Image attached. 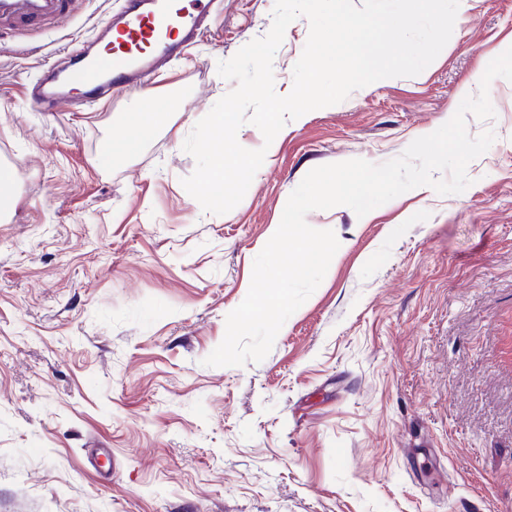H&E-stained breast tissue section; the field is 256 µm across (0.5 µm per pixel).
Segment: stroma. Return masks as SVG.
I'll use <instances>...</instances> for the list:
<instances>
[{
    "label": "stroma",
    "mask_w": 512,
    "mask_h": 512,
    "mask_svg": "<svg viewBox=\"0 0 512 512\" xmlns=\"http://www.w3.org/2000/svg\"><path fill=\"white\" fill-rule=\"evenodd\" d=\"M275 0H222L159 96L166 124L101 157L137 99L34 111L26 83L123 0L0 41V512H512V82L465 191H408L357 217L306 216L339 249L259 363L209 367L253 261L313 168L400 156L456 112L459 87L512 46V0H470L420 74L380 80L287 122L243 200L204 212L183 145L233 81L217 72L272 23ZM309 22L273 61L290 93Z\"/></svg>",
    "instance_id": "stroma-1"
}]
</instances>
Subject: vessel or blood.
Wrapping results in <instances>:
<instances>
[{"mask_svg": "<svg viewBox=\"0 0 512 512\" xmlns=\"http://www.w3.org/2000/svg\"><path fill=\"white\" fill-rule=\"evenodd\" d=\"M215 0H126L124 12L106 18L66 50L63 67L39 74L27 91L39 112H94L113 90L147 95L167 62L191 55L204 41ZM77 0H0V30L17 34L66 21Z\"/></svg>", "mask_w": 512, "mask_h": 512, "instance_id": "b4317fda", "label": "vessel or blood"}]
</instances>
